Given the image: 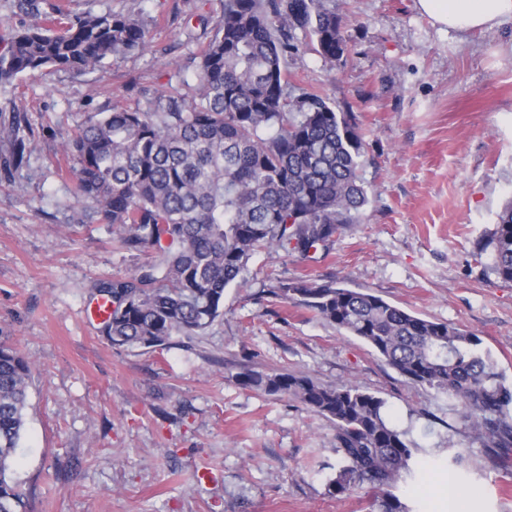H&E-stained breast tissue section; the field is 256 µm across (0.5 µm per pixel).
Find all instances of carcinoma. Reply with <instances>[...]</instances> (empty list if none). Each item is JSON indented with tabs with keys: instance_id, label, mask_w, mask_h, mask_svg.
Masks as SVG:
<instances>
[{
	"instance_id": "cac0c4a2",
	"label": "carcinoma",
	"mask_w": 512,
	"mask_h": 512,
	"mask_svg": "<svg viewBox=\"0 0 512 512\" xmlns=\"http://www.w3.org/2000/svg\"><path fill=\"white\" fill-rule=\"evenodd\" d=\"M17 7L39 22L0 40L1 85L22 75L102 68L148 46L142 19L59 7L44 17L39 0H17ZM308 46L330 61L347 56L342 19L322 0H223L211 39L194 54L192 99L161 94L147 111L114 107L74 130L65 144L77 164L74 197L101 223L122 229L126 249L154 251L128 276L95 285L110 305L101 332L112 344L156 348L176 334L203 332L223 314L225 288L257 251L306 257L359 223L368 194L355 116L336 111L321 93L288 91L284 64ZM28 129L16 108L0 116L6 179L26 166ZM481 251L492 273L511 282L512 199ZM272 294L301 297L409 382L448 395L487 460L512 457V383L479 336L333 281L281 282ZM32 370L0 340V512H27L13 461ZM239 379L332 422L338 463L328 495L368 488L376 491L370 512H411L393 488L414 474L422 446L389 421L382 398L299 372Z\"/></svg>"
}]
</instances>
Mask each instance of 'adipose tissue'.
<instances>
[{
  "mask_svg": "<svg viewBox=\"0 0 512 512\" xmlns=\"http://www.w3.org/2000/svg\"><path fill=\"white\" fill-rule=\"evenodd\" d=\"M418 7L436 25L461 34L512 19V0H418Z\"/></svg>",
  "mask_w": 512,
  "mask_h": 512,
  "instance_id": "adipose-tissue-1",
  "label": "adipose tissue"
}]
</instances>
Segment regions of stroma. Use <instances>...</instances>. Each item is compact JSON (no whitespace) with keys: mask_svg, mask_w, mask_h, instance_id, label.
Listing matches in <instances>:
<instances>
[{"mask_svg":"<svg viewBox=\"0 0 512 512\" xmlns=\"http://www.w3.org/2000/svg\"><path fill=\"white\" fill-rule=\"evenodd\" d=\"M77 14L134 15L149 46L102 70H61L0 85L33 130L28 169L0 180V333L33 364L15 476L29 512H369L371 494L328 496L336 430L300 403L243 386L246 372H302L382 398L425 448L396 490L413 512H512V466L499 468L451 399L406 380L365 342L277 281L333 280L480 336L512 382V282L477 244L512 197V21L461 35L417 0H326L343 20L346 64L289 56L292 95L352 110L366 144L360 223L308 257L262 251L226 288L203 333L146 349L111 345L89 321L93 286L132 273L144 252L114 227L77 223L70 132L119 105L192 97L188 59L213 34L223 0H41ZM462 465L449 467L452 451Z\"/></svg>","mask_w":512,"mask_h":512,"instance_id":"35a3bbf8","label":"stroma"}]
</instances>
